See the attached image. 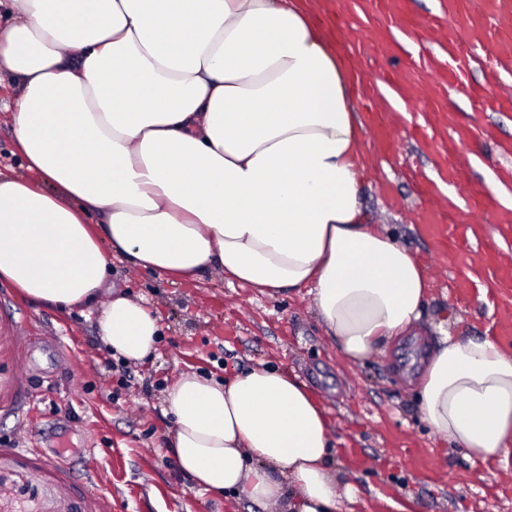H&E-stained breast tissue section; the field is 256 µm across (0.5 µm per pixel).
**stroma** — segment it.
Returning a JSON list of instances; mask_svg holds the SVG:
<instances>
[{"label":"stroma","mask_w":512,"mask_h":512,"mask_svg":"<svg viewBox=\"0 0 512 512\" xmlns=\"http://www.w3.org/2000/svg\"><path fill=\"white\" fill-rule=\"evenodd\" d=\"M448 105L471 135L440 158L410 139L402 159L366 148L364 211L387 225L425 268L423 321L461 337H487L512 354V230L498 228L496 193L481 197L482 223H419L417 173L454 165L472 184L512 168V111ZM111 281L159 317L155 355L131 365L110 400L115 355L100 340L99 302L66 311L0 283V512H260L200 491L167 448L165 389L185 371L228 378L257 363L304 381L327 410L336 478L358 492V512H512V465L469 459L421 420L412 362L433 342L409 336L350 364L327 336L305 291L263 295L213 277L173 282L113 259ZM222 352L223 362L211 355Z\"/></svg>","instance_id":"1"}]
</instances>
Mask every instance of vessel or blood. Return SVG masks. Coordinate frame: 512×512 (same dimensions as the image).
<instances>
[{
    "mask_svg": "<svg viewBox=\"0 0 512 512\" xmlns=\"http://www.w3.org/2000/svg\"><path fill=\"white\" fill-rule=\"evenodd\" d=\"M320 21L335 23L336 36L353 58L384 47L389 57H403L399 66L373 73L357 72L356 92L365 118L380 147L395 150L397 140L386 118L395 112L443 110L444 100L463 95L475 112L512 110V95L474 83L471 73L480 45L495 67H512V0H486L484 9L466 8L464 0H447L446 13L432 17H406L405 0H316ZM461 27L448 31V18ZM453 184L458 197L474 195L461 183L455 167L447 166L436 177L420 179L422 193L438 197L440 184Z\"/></svg>",
    "mask_w": 512,
    "mask_h": 512,
    "instance_id": "1",
    "label": "vessel or blood"
}]
</instances>
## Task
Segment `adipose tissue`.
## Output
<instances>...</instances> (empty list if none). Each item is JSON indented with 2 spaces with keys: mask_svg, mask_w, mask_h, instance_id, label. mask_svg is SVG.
Wrapping results in <instances>:
<instances>
[{
  "mask_svg": "<svg viewBox=\"0 0 512 512\" xmlns=\"http://www.w3.org/2000/svg\"><path fill=\"white\" fill-rule=\"evenodd\" d=\"M26 175L0 171V281L36 301L103 296L101 340L137 363L161 327L111 287L113 256L274 294L304 288L358 364L413 332L422 265L362 209L352 76L310 0H0V75ZM425 424L469 458L512 460V355L442 334L417 369ZM195 485L288 512H356L324 407L257 364L166 389Z\"/></svg>",
  "mask_w": 512,
  "mask_h": 512,
  "instance_id": "ef3b65f1",
  "label": "adipose tissue"
}]
</instances>
